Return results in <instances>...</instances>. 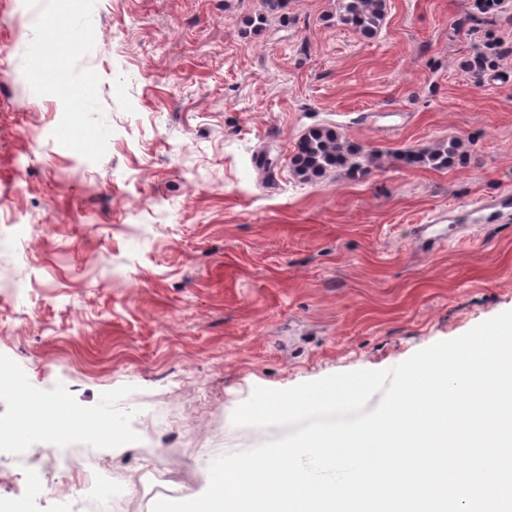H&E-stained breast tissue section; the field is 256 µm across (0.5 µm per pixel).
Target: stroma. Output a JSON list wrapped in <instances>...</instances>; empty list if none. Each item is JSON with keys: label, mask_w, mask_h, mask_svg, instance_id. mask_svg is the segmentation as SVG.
I'll list each match as a JSON object with an SVG mask.
<instances>
[{"label": "stroma", "mask_w": 512, "mask_h": 512, "mask_svg": "<svg viewBox=\"0 0 512 512\" xmlns=\"http://www.w3.org/2000/svg\"><path fill=\"white\" fill-rule=\"evenodd\" d=\"M470 4L388 0L365 41L332 0H288L258 35L260 0H0V363L124 445L86 476L19 470L0 441L1 506L76 512L118 475L151 512V462L190 495L208 461L286 435L233 424L254 388L390 368L512 310V213L471 225L512 194V5ZM489 38L511 52L477 84L460 63ZM318 123L379 167L297 181ZM453 136L466 164L399 159ZM438 217L459 238L415 250Z\"/></svg>", "instance_id": "obj_1"}]
</instances>
